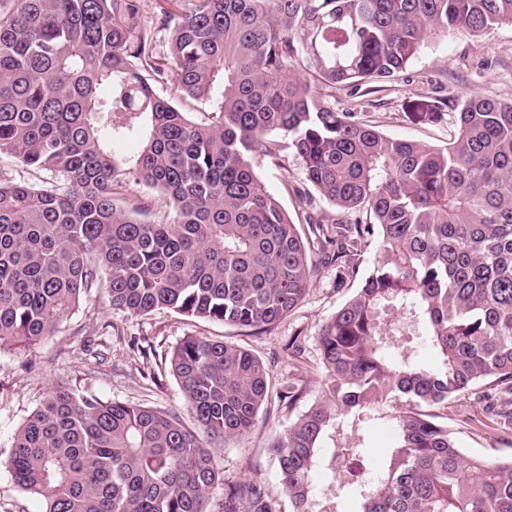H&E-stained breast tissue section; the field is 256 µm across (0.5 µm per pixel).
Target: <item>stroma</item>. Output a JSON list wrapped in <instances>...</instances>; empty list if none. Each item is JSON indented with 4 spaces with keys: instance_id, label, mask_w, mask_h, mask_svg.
<instances>
[{
    "instance_id": "35a3bbf8",
    "label": "stroma",
    "mask_w": 512,
    "mask_h": 512,
    "mask_svg": "<svg viewBox=\"0 0 512 512\" xmlns=\"http://www.w3.org/2000/svg\"><path fill=\"white\" fill-rule=\"evenodd\" d=\"M472 92L512 100V26L478 38L459 34L435 40L393 80L324 90L337 110L357 112L383 134L436 146L453 138V104ZM255 172L294 222H302L309 211L326 220L337 218V210L319 195L302 201L309 186L297 156L288 155L280 167L257 157ZM358 286L355 280L337 282L335 268L318 265L304 301L265 330H242L168 310L132 318L112 309L105 289H97L63 319L56 335L21 354L0 351V512H41L40 500L18 490L3 462L12 452L17 429L50 389L77 384L102 399L158 406L190 422L180 385L161 353L182 337L195 335L250 350L269 367L274 390L302 389L303 403H310L325 383L316 336ZM292 338L302 347L295 361L285 350ZM498 392L488 385L449 400L443 421L464 456H512V430H502L487 418ZM291 418L284 404L274 400L259 410L248 434L213 444L214 461L225 477L248 474L274 482L275 468L265 448Z\"/></svg>"
}]
</instances>
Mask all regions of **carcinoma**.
<instances>
[{
    "instance_id": "1",
    "label": "carcinoma",
    "mask_w": 512,
    "mask_h": 512,
    "mask_svg": "<svg viewBox=\"0 0 512 512\" xmlns=\"http://www.w3.org/2000/svg\"><path fill=\"white\" fill-rule=\"evenodd\" d=\"M170 30L153 53L144 0H0V156L63 183L0 173V350L26 351L106 278L110 306L167 309L261 330L304 298L311 255L372 271L318 333L328 383L267 447L266 481L226 480L211 444L242 437L271 375L249 350L188 335L165 354L203 429L165 409L47 393L6 468L44 512H512V457H466L435 410L484 382L512 390V101L460 97L446 147L389 138L320 87L397 77L431 40L512 26V0H156ZM201 100L196 118L177 107ZM278 133L282 142L268 136ZM142 140L128 157L118 145ZM290 150L344 214L298 228L254 172ZM133 178L165 197L121 207ZM425 336L432 358L395 346ZM395 434L365 477L368 417ZM336 487L314 473L326 440Z\"/></svg>"
}]
</instances>
